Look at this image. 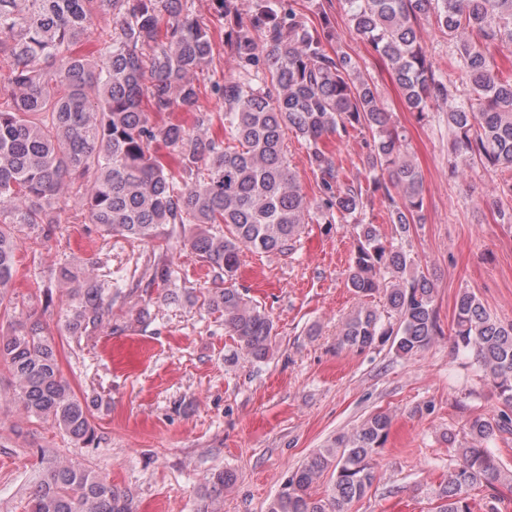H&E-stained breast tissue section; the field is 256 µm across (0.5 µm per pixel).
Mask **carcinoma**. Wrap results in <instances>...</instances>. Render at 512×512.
Wrapping results in <instances>:
<instances>
[{"label": "carcinoma", "instance_id": "cac0c4a2", "mask_svg": "<svg viewBox=\"0 0 512 512\" xmlns=\"http://www.w3.org/2000/svg\"><path fill=\"white\" fill-rule=\"evenodd\" d=\"M353 33L391 68L409 111L422 120L433 104L448 101V80L433 67L418 35L433 17L453 42L448 72H458L464 99L448 109L451 152L512 171V73L499 55L512 54V0H343ZM188 0H0V372L32 423L92 448L89 412L64 377L53 333L16 315L10 291L22 247L16 228L50 239L61 223L65 197L70 223L97 224L143 242L171 241L177 226L193 224L190 249L224 287L202 305L224 319L244 356L265 361L274 322L236 287L243 251L285 254L304 225L330 224L338 215L354 224L347 287L361 299L383 297L387 316L366 304L344 322L340 348L390 345L413 357L443 335L431 280L403 246L411 226L426 221L423 175L408 155L406 138L380 104L378 89L353 58L327 49L335 38L323 4L312 28L293 0H214L224 19V46L237 75L216 81L211 93L224 103L214 119L199 107L197 76L213 61V34L193 17ZM112 25L95 50L76 54L88 23ZM311 147L319 197L302 192L285 150L288 131ZM367 132V184L346 181L319 147L332 134ZM388 203L400 243L383 239L365 222L375 194ZM230 228V235L216 229ZM102 261L64 264L43 281L45 306L52 280L66 285V329L88 336L110 322L112 304L130 306L142 322L139 286L108 288L97 274ZM151 283L172 287L163 257L146 265ZM453 348L472 355L497 391L493 417L466 422L453 439L456 463L440 485L436 512H471L475 487L512 486V470L487 447L512 435V322L491 315L475 293L455 302ZM392 418L368 415L349 433L317 449L281 484L266 512H348L376 480V456ZM44 464L27 512H138L132 492L84 462L35 449ZM324 495L316 488L324 476ZM235 481L230 470L205 478L198 512Z\"/></svg>", "mask_w": 512, "mask_h": 512}]
</instances>
